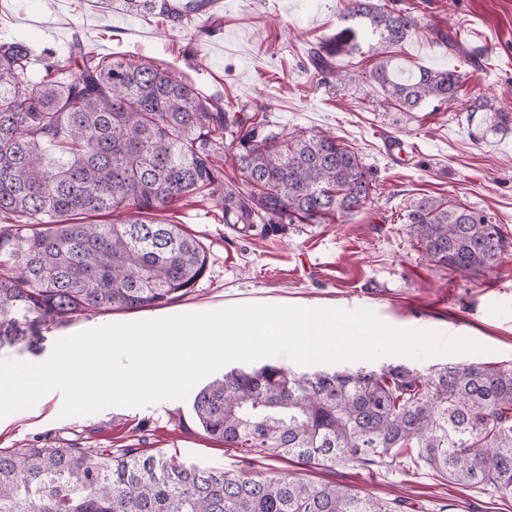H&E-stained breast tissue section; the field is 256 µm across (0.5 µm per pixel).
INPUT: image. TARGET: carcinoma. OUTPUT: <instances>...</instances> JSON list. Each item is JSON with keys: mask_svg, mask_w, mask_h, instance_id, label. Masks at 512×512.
<instances>
[{"mask_svg": "<svg viewBox=\"0 0 512 512\" xmlns=\"http://www.w3.org/2000/svg\"><path fill=\"white\" fill-rule=\"evenodd\" d=\"M128 12L182 31L211 0H119ZM344 26L309 57L322 79L350 74L336 58L378 37L369 81L409 110L453 108L456 70L403 71L385 48L418 29L411 13L381 0H345ZM32 50L0 43V349L30 346L42 327L86 311L173 303L202 278L208 256L171 205L204 194L226 224L345 222L374 184L354 151L331 134L280 133L268 107L202 95L169 68L99 56L76 38L66 63L32 77ZM496 130L512 116L491 100ZM230 138L253 191L224 182L214 158ZM94 214L110 224H86ZM407 224L425 255L462 276L493 266L508 245L480 210L436 197L414 201ZM193 412L206 435L270 460L304 466L409 462L461 486L489 484L512 497V368L480 363L426 375L403 365L356 373L295 374L275 364L230 371L200 388ZM0 512H394L388 502L336 482L185 466L135 448L0 451Z\"/></svg>", "mask_w": 512, "mask_h": 512, "instance_id": "1", "label": "carcinoma"}]
</instances>
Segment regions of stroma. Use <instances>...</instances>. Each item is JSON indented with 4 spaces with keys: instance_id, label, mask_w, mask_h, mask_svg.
<instances>
[{
    "instance_id": "35a3bbf8",
    "label": "stroma",
    "mask_w": 512,
    "mask_h": 512,
    "mask_svg": "<svg viewBox=\"0 0 512 512\" xmlns=\"http://www.w3.org/2000/svg\"><path fill=\"white\" fill-rule=\"evenodd\" d=\"M394 6L421 22L415 36L394 47L398 64L409 72H461L453 109L427 104L406 111L387 101L368 81L377 61L368 37L340 58L352 81L321 80L308 52L342 27L344 0H213L202 30L172 35L164 34L158 19L113 8L106 0H0L1 42L24 40L62 62L78 38L100 55L169 64L203 94L269 104L267 119L277 130L333 133L358 154L375 184L370 200L347 223L329 217L320 224H282L274 232L222 222L209 197L178 200L164 219L196 236L208 253L206 272L189 294L159 308L84 313L43 329L36 350L7 348L0 360L43 363L57 340L100 322L243 305L315 304L366 309L396 330L468 337L486 347L482 353L423 359L389 354L327 362V371L403 364L425 372L472 362L512 367V124L492 132L467 112L476 98L489 97L512 113V0H395ZM441 33L455 36L456 50L437 45ZM426 196L484 211L500 224L509 244L493 267L464 277L425 257L405 214L412 201ZM62 404V394H54L45 407L46 426L23 420L0 426V450L137 448L203 468L342 482L402 499L400 512H512V498H500L493 488L461 487L425 467L246 462L243 449L205 435L188 397L67 418L55 413Z\"/></svg>"
}]
</instances>
